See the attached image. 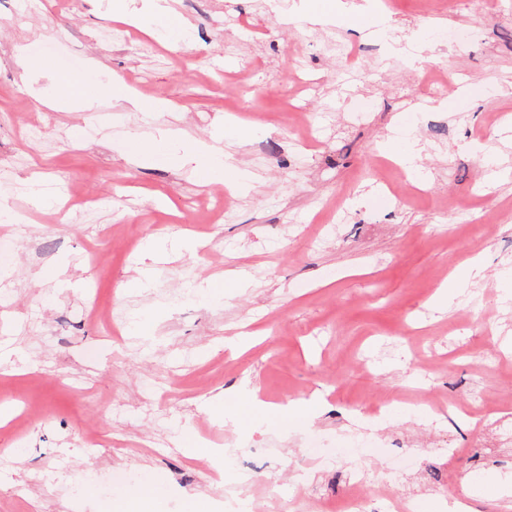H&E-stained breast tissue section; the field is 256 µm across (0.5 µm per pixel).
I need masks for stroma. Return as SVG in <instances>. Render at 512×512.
I'll use <instances>...</instances> for the list:
<instances>
[{"label": "stroma", "mask_w": 512, "mask_h": 512, "mask_svg": "<svg viewBox=\"0 0 512 512\" xmlns=\"http://www.w3.org/2000/svg\"><path fill=\"white\" fill-rule=\"evenodd\" d=\"M325 25L289 22L300 3ZM113 0H0V512H122L141 476L161 512H207L247 477L241 512H337L363 467L436 512L462 479L512 504V0H175L161 26ZM364 7L362 31L346 9ZM111 76L101 104L59 110L18 49ZM162 100L177 145L230 137L247 188L125 161ZM40 123L41 142L25 139ZM421 160L403 164L399 147ZM44 187L52 208L13 186ZM87 210L67 208L75 187ZM480 257L476 300L430 299ZM247 276L243 285L224 273ZM259 331L233 353L225 338ZM249 381L274 408L323 394L308 423L215 396ZM437 415L427 416L426 407ZM99 437L89 446L87 434ZM236 455L225 469L184 435Z\"/></svg>", "instance_id": "obj_1"}]
</instances>
